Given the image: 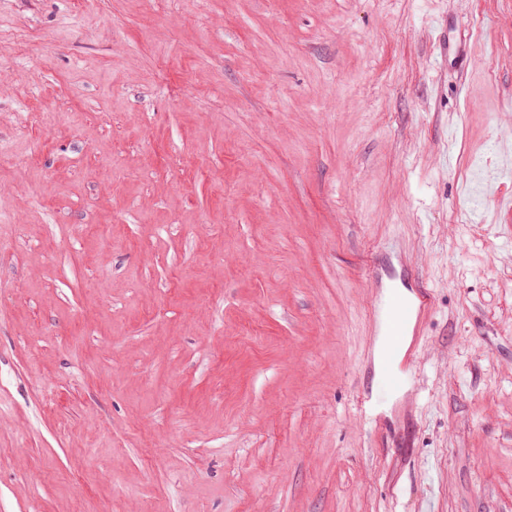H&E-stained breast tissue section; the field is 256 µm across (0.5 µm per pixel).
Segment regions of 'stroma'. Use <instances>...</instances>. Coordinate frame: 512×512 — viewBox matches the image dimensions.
I'll use <instances>...</instances> for the list:
<instances>
[{
    "label": "stroma",
    "instance_id": "1",
    "mask_svg": "<svg viewBox=\"0 0 512 512\" xmlns=\"http://www.w3.org/2000/svg\"><path fill=\"white\" fill-rule=\"evenodd\" d=\"M4 33L0 512H512V0H0ZM406 298L396 288L386 291L378 300L375 313L381 336H390L392 345L386 347L380 356L381 376L385 383L392 388L401 385V378L392 371V364L399 351L402 336H407L418 314L428 309L430 293L418 285Z\"/></svg>",
    "mask_w": 512,
    "mask_h": 512
}]
</instances>
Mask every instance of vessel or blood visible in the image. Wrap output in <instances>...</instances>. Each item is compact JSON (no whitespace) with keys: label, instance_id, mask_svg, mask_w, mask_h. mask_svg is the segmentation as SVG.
<instances>
[{"label":"vessel or blood","instance_id":"1","mask_svg":"<svg viewBox=\"0 0 512 512\" xmlns=\"http://www.w3.org/2000/svg\"><path fill=\"white\" fill-rule=\"evenodd\" d=\"M430 293L426 288L415 287L410 294L399 289L386 291L379 299L375 313L382 335L390 337L392 344L386 347L380 356L381 376L392 388L399 387L401 379L392 370V364L398 354V344L402 336L407 335L418 314L428 309Z\"/></svg>","mask_w":512,"mask_h":512}]
</instances>
